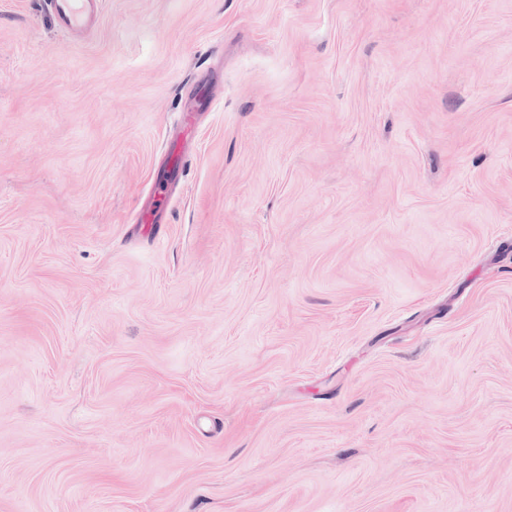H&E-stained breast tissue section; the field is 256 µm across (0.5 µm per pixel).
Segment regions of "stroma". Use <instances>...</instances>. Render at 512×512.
Segmentation results:
<instances>
[{"instance_id": "1", "label": "stroma", "mask_w": 512, "mask_h": 512, "mask_svg": "<svg viewBox=\"0 0 512 512\" xmlns=\"http://www.w3.org/2000/svg\"><path fill=\"white\" fill-rule=\"evenodd\" d=\"M0 512H512V0H0ZM53 16L58 23L68 29L85 26L87 20L86 5L100 0H48Z\"/></svg>"}]
</instances>
